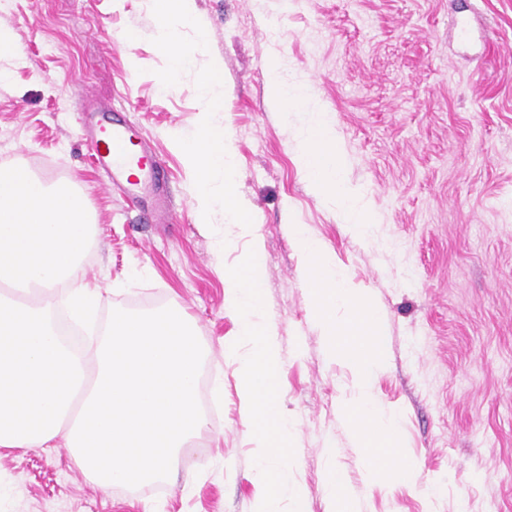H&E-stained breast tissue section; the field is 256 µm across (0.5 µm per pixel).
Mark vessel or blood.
Wrapping results in <instances>:
<instances>
[{"mask_svg":"<svg viewBox=\"0 0 512 512\" xmlns=\"http://www.w3.org/2000/svg\"><path fill=\"white\" fill-rule=\"evenodd\" d=\"M91 148L112 186L144 204L154 223H167L172 203L164 192L166 173L147 140L126 121L100 116L91 125Z\"/></svg>","mask_w":512,"mask_h":512,"instance_id":"vessel-or-blood-1","label":"vessel or blood"}]
</instances>
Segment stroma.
<instances>
[{"instance_id":"stroma-1","label":"stroma","mask_w":512,"mask_h":512,"mask_svg":"<svg viewBox=\"0 0 512 512\" xmlns=\"http://www.w3.org/2000/svg\"><path fill=\"white\" fill-rule=\"evenodd\" d=\"M204 51L164 86L152 0H0L23 54L0 61V164L77 183L97 220L85 270L113 310L183 306L206 353L208 430L167 479L107 492L63 448L0 453V512H253L262 493L241 420L237 339L224 269L246 240L222 211L200 223L194 179L175 143L199 115L198 68L220 62L238 193L263 247L265 307L277 323L282 410L295 424L292 469L307 512H329L326 467L360 512H512V0H195ZM135 31L127 46L118 34ZM311 85L281 116L266 65ZM127 112L172 176L168 224L130 208L94 172L85 108ZM328 113L351 182L374 212L368 237L317 198L294 158L307 110ZM307 225L382 320L376 398L400 419L417 488L373 477L345 425L347 364L331 359L303 288L289 227ZM234 249L215 253V236Z\"/></svg>"}]
</instances>
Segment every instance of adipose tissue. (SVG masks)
Instances as JSON below:
<instances>
[{"label":"adipose tissue","instance_id":"adipose-tissue-1","mask_svg":"<svg viewBox=\"0 0 512 512\" xmlns=\"http://www.w3.org/2000/svg\"><path fill=\"white\" fill-rule=\"evenodd\" d=\"M154 7L162 25L157 36V50L167 60L169 74L175 76L191 64L197 53L204 50L205 43L200 40L193 46H184L173 30L177 24H194L191 0H154ZM266 79L271 88L270 103L274 109L285 112L308 103L307 86L290 82L282 64H271ZM295 159L311 192L336 202L342 210L344 223L350 224L356 233L368 234L373 212L363 203L360 190L346 180L345 154L338 143L333 124L322 110L310 112L296 148Z\"/></svg>","mask_w":512,"mask_h":512}]
</instances>
